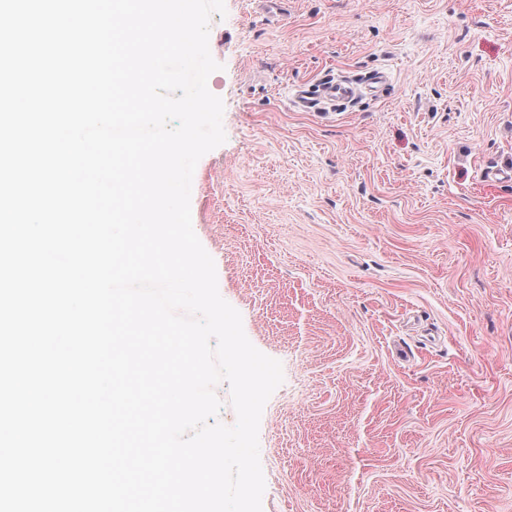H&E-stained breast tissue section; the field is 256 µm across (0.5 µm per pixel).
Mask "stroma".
<instances>
[{"label": "stroma", "mask_w": 512, "mask_h": 512, "mask_svg": "<svg viewBox=\"0 0 512 512\" xmlns=\"http://www.w3.org/2000/svg\"><path fill=\"white\" fill-rule=\"evenodd\" d=\"M209 49L192 225L284 374L262 512H512V0H225ZM356 85L357 83L352 81H344L341 83L327 82L322 86L321 97L323 100L325 99L329 102L353 101L358 95Z\"/></svg>", "instance_id": "stroma-1"}]
</instances>
